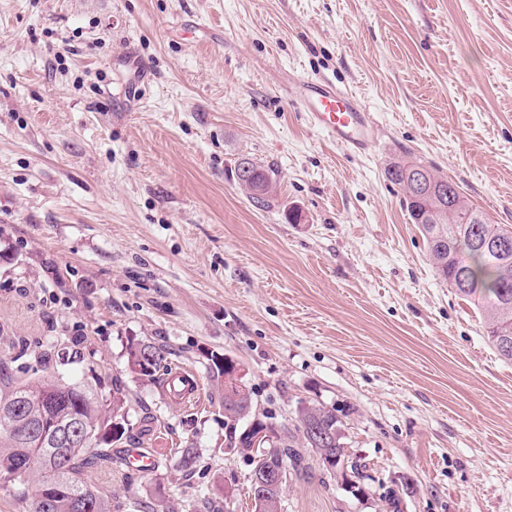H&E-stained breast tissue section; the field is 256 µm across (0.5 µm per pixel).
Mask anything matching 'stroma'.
I'll return each mask as SVG.
<instances>
[{
    "instance_id": "1",
    "label": "stroma",
    "mask_w": 512,
    "mask_h": 512,
    "mask_svg": "<svg viewBox=\"0 0 512 512\" xmlns=\"http://www.w3.org/2000/svg\"><path fill=\"white\" fill-rule=\"evenodd\" d=\"M307 77L373 112L367 154L287 103ZM247 159L277 173L267 207L237 181ZM397 160L512 226V0H0V365L76 349L64 377L122 382L155 465L95 477L128 504L253 512L214 351L286 428L299 402L336 408L371 467L358 498L309 458L284 512H381L388 488L398 512H512V362L436 276ZM133 338L194 399L132 375Z\"/></svg>"
}]
</instances>
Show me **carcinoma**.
<instances>
[{
	"instance_id": "1",
	"label": "carcinoma",
	"mask_w": 512,
	"mask_h": 512,
	"mask_svg": "<svg viewBox=\"0 0 512 512\" xmlns=\"http://www.w3.org/2000/svg\"><path fill=\"white\" fill-rule=\"evenodd\" d=\"M251 176L245 179L250 194L257 203L268 204L276 184V173L270 167L249 163ZM417 168L439 185H450L454 189L455 206L431 212L437 206L434 199L421 195L407 173ZM387 179L397 185L403 195V205L412 223L420 226L425 237L428 255L436 274L455 293L477 306L481 312L483 328L488 341L497 354L512 361V264L504 267L507 259L512 261V226L494 224L483 217L481 224H462L460 215L473 209L465 200L460 186L435 174L432 168L417 162H394L386 169ZM494 235L507 242V247L485 252L470 250L469 240ZM128 370L148 380H158V373L166 368L164 352L153 343L143 339H132L127 347ZM28 369L35 374L31 380L0 377V402L14 397H29L33 400L49 392L54 395L50 406L29 404L17 414L18 421L27 424L44 420L47 431L78 426L89 441L78 440L63 453H58L51 441L31 444L12 435L8 425L0 421V488L9 487L25 497L24 489L35 488L34 501H44L45 508L39 512H119L124 504L112 502L90 480L93 470L123 462L120 452H112L109 434L112 425L122 427L120 439L133 436L134 425L129 423L125 411L126 394L119 380L112 381V401L99 399L88 386L78 381H68L54 369L53 354L46 349H34L29 353ZM224 417L246 422L254 419V408L244 399L235 400L224 395ZM273 441L269 445L267 461L262 466L280 460L288 464L293 472L304 466V449L315 448L311 428L335 437V444L326 453L336 458L332 467L322 466V473L330 481L347 485L342 461L348 457L344 446L343 424L336 410L320 404L303 403L296 414V433L292 434L263 415ZM144 426L138 432L143 435L151 418H143ZM252 434L244 428H234L228 445L240 449L246 462H251L246 451L251 445ZM200 457L193 448L180 450L177 468L185 475L195 474Z\"/></svg>"
}]
</instances>
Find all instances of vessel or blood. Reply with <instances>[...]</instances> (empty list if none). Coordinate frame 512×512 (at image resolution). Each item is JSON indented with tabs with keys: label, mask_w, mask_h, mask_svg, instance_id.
Wrapping results in <instances>:
<instances>
[{
	"label": "vessel or blood",
	"mask_w": 512,
	"mask_h": 512,
	"mask_svg": "<svg viewBox=\"0 0 512 512\" xmlns=\"http://www.w3.org/2000/svg\"><path fill=\"white\" fill-rule=\"evenodd\" d=\"M290 102L307 112L331 142L365 153L378 138V127L355 96L322 79H299L289 89Z\"/></svg>",
	"instance_id": "1"
}]
</instances>
